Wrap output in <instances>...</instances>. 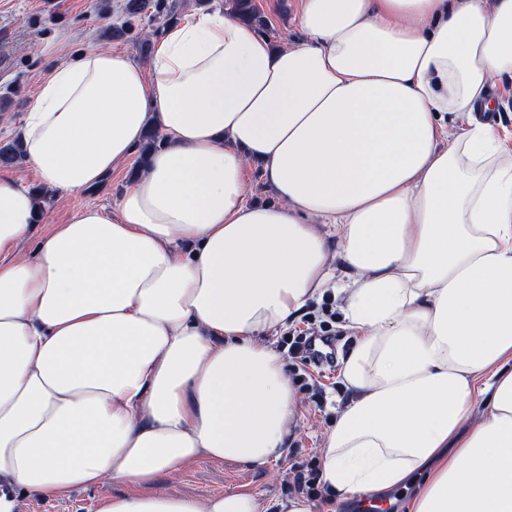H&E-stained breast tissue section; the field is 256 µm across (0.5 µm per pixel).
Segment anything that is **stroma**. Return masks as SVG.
I'll list each match as a JSON object with an SVG mask.
<instances>
[{
	"instance_id": "stroma-1",
	"label": "stroma",
	"mask_w": 512,
	"mask_h": 512,
	"mask_svg": "<svg viewBox=\"0 0 512 512\" xmlns=\"http://www.w3.org/2000/svg\"><path fill=\"white\" fill-rule=\"evenodd\" d=\"M127 0H0V141L13 138L31 99L37 92L36 78L48 67L61 61L55 45L68 37L69 52L94 42L131 53L140 64L149 56L139 50L133 34L116 38L112 28L125 19ZM268 24V37L278 44H302L304 34L294 16L297 0H255ZM136 158L128 161L91 187L84 199L48 194L44 198L46 221L62 224L89 201L112 210L128 185ZM330 329L335 350L348 351L352 333L345 326L332 296L310 304L305 313L288 329L274 336L297 390V410L289 436L287 454L262 465H243L233 461L214 462L199 459L176 475H161L157 491L205 499L233 491H249L264 500H285L298 496L295 477L321 468V447L325 433L336 422V409L347 392L338 374L336 362L299 371L289 350L294 333L307 328ZM107 483L80 489L65 498L29 500L27 512H96L102 495L118 492Z\"/></svg>"
}]
</instances>
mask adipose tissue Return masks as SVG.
<instances>
[{
	"label": "adipose tissue",
	"instance_id": "ef3b65f1",
	"mask_svg": "<svg viewBox=\"0 0 512 512\" xmlns=\"http://www.w3.org/2000/svg\"><path fill=\"white\" fill-rule=\"evenodd\" d=\"M300 46L219 7L148 66L88 45L41 78L0 173V512L109 479L97 512H313L156 491L198 458L288 451L271 339L342 302L349 392L324 440L340 497L413 482L406 512H512V151L474 112L512 78V0H299ZM163 130L112 212L15 255L38 190L80 196ZM271 203L249 201L247 163ZM484 416L471 423L474 407Z\"/></svg>",
	"mask_w": 512,
	"mask_h": 512
}]
</instances>
